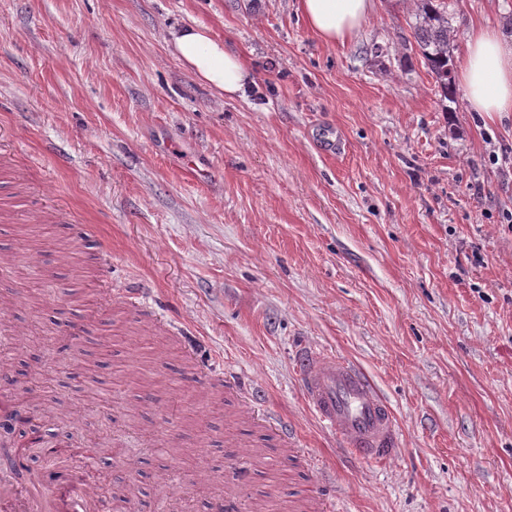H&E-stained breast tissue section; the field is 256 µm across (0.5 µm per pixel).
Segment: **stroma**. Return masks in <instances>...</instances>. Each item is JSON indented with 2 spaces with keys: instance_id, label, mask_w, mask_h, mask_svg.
<instances>
[{
  "instance_id": "1",
  "label": "stroma",
  "mask_w": 512,
  "mask_h": 512,
  "mask_svg": "<svg viewBox=\"0 0 512 512\" xmlns=\"http://www.w3.org/2000/svg\"><path fill=\"white\" fill-rule=\"evenodd\" d=\"M447 3L456 60L472 25L512 39V0ZM416 4L330 47L300 0H0V364L65 468L109 475L99 512H211L237 478L266 512H512V112H446ZM305 346L387 398L394 460L320 428ZM168 41L182 63L219 93L234 96L253 82L241 57L199 24L175 23L167 29Z\"/></svg>"
}]
</instances>
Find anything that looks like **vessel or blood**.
I'll return each instance as SVG.
<instances>
[{
	"instance_id": "1",
	"label": "vessel or blood",
	"mask_w": 512,
	"mask_h": 512,
	"mask_svg": "<svg viewBox=\"0 0 512 512\" xmlns=\"http://www.w3.org/2000/svg\"><path fill=\"white\" fill-rule=\"evenodd\" d=\"M304 398L321 428L354 455L379 463L394 458L400 437L397 419L373 382L354 364L307 347L295 357ZM90 480L77 471L46 487L14 482L0 463V512H95Z\"/></svg>"
}]
</instances>
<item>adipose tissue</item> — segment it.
<instances>
[{
  "label": "adipose tissue",
  "mask_w": 512,
  "mask_h": 512,
  "mask_svg": "<svg viewBox=\"0 0 512 512\" xmlns=\"http://www.w3.org/2000/svg\"><path fill=\"white\" fill-rule=\"evenodd\" d=\"M372 9V0H301L307 26L329 46L356 37ZM167 37L182 63L218 92L234 96L252 83V72L241 57L205 26L175 23ZM465 43L458 82L470 110L488 116L512 112V43L488 25L471 29Z\"/></svg>",
  "instance_id": "ef3b65f1"
}]
</instances>
